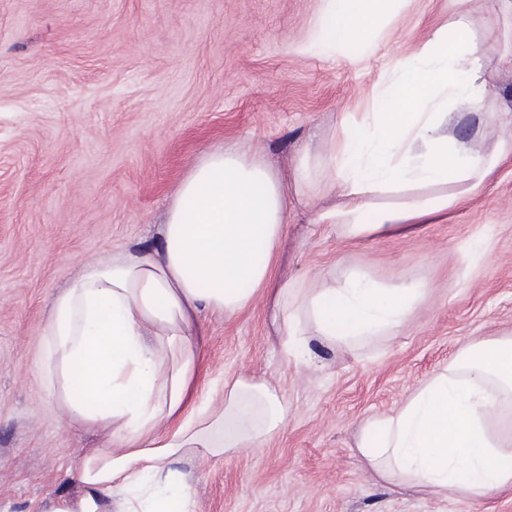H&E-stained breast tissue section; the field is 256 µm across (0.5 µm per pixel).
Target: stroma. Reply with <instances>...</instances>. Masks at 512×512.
Instances as JSON below:
<instances>
[{"label": "stroma", "instance_id": "stroma-1", "mask_svg": "<svg viewBox=\"0 0 512 512\" xmlns=\"http://www.w3.org/2000/svg\"><path fill=\"white\" fill-rule=\"evenodd\" d=\"M506 33L480 49L493 109L512 111V15L483 0ZM321 0H0V512H39L46 493L101 436L61 422L39 391L50 293L117 246H159L160 220L201 153L260 150L289 174L326 152L350 113L367 112L389 61L454 15L452 0H407L373 53L311 48ZM490 235L485 254L470 242ZM466 284H458L463 264ZM428 282L394 336L349 349L312 340L313 366L288 356L273 322L284 281L349 270ZM196 386L212 407L225 379L267 378L288 422L261 448L186 459L198 512H512V490L483 501L398 488L356 456L360 425L389 414L473 344L512 336V154L476 194L408 235L346 239L290 208L274 272L253 305L198 319Z\"/></svg>", "mask_w": 512, "mask_h": 512}]
</instances>
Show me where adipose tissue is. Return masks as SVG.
<instances>
[{"label": "adipose tissue", "instance_id": "obj_1", "mask_svg": "<svg viewBox=\"0 0 512 512\" xmlns=\"http://www.w3.org/2000/svg\"><path fill=\"white\" fill-rule=\"evenodd\" d=\"M323 2L312 43L332 54L376 32L391 0ZM456 5L412 55L390 61L371 111L345 121L326 153L303 152L285 178L235 145L206 152L173 193L160 248L89 260L52 298L39 389L68 430L107 442L71 472L74 493L50 497L42 512H196L185 456L259 448L286 425L287 402L260 378L225 383L219 410L198 396L196 320L250 306L272 275L290 202L346 238L392 235L446 212L494 174L512 142L445 132L470 115L484 127L512 123V114L487 109L480 0ZM335 189L341 203L316 209ZM429 290L410 277L382 284L319 273L309 285L276 289L273 321L287 352L311 365L312 337L355 347L396 335ZM511 409L508 337L467 347L395 412L368 419L357 452L381 481L479 500L512 489V430L495 427Z\"/></svg>", "mask_w": 512, "mask_h": 512}]
</instances>
